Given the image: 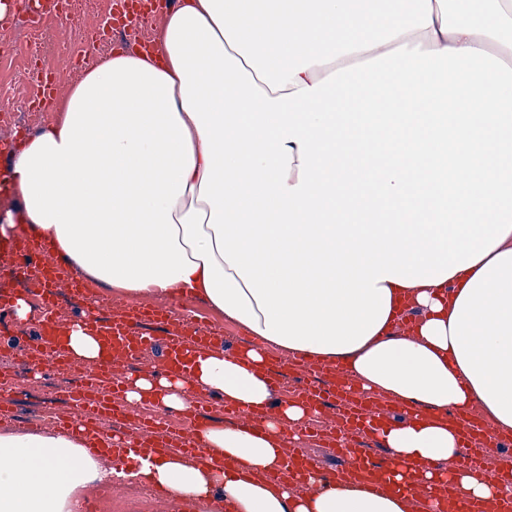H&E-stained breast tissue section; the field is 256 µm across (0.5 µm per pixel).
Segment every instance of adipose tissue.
Masks as SVG:
<instances>
[{"label": "adipose tissue", "mask_w": 512, "mask_h": 512, "mask_svg": "<svg viewBox=\"0 0 512 512\" xmlns=\"http://www.w3.org/2000/svg\"><path fill=\"white\" fill-rule=\"evenodd\" d=\"M153 43L96 60L0 170V235L258 341L131 382V404L180 412L200 391L265 422L200 430L224 467L170 453L138 477L231 512H436L421 493L444 462L495 512L512 485L460 465L452 420L512 434V0H182ZM365 61L382 92L343 84ZM271 348L423 412L381 431L407 489L265 480L308 414L273 400ZM111 476L72 435L0 433V512H81Z\"/></svg>", "instance_id": "obj_1"}]
</instances>
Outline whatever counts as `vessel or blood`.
<instances>
[{
	"mask_svg": "<svg viewBox=\"0 0 512 512\" xmlns=\"http://www.w3.org/2000/svg\"><path fill=\"white\" fill-rule=\"evenodd\" d=\"M8 254L11 259L8 267L10 274L21 275L32 269L45 274L48 288L43 303L46 308H53L58 288H65L80 297L89 291L88 284L77 278L76 274L63 271L54 261L49 246L41 240L19 236L11 244ZM89 317V311L84 310L70 322L44 319L34 343L15 355L16 361L33 363L47 354L52 356L57 369L79 373V382L69 397L71 411L57 419V428L84 439L88 450L94 453L108 447L115 452L131 450L145 459L158 448L203 455L204 450L197 441L194 427L201 419L208 417L210 399L194 398L188 414L190 429L173 431L165 427L163 418L143 420L128 409L125 380L118 370L138 361L143 351L158 347L163 351L161 369L175 368L187 376L193 367V351L223 345V337L205 324L193 325L183 331L168 329L165 336H154L147 331V324L167 325L168 310L135 303L128 305L123 313L98 320L103 354L93 366L88 367L70 358L67 340L72 323L88 321ZM291 372L303 378L294 393L295 400L314 411L324 408L333 410L334 425L327 435V441L337 451H345L347 437L374 433L376 428L396 416L395 410L385 402L355 389L342 371L319 375L315 360L306 353L270 359L267 377L271 388L279 389L282 380ZM461 430L466 448L464 465L475 470L482 469L485 448L491 444L502 445V438L472 419L462 420ZM314 465L315 461L310 456L291 448L286 453L283 470L299 477ZM392 469V455L373 456L362 452L358 454L354 466L348 467L346 474L353 479L382 484L390 478Z\"/></svg>",
	"mask_w": 512,
	"mask_h": 512,
	"instance_id": "obj_1",
	"label": "vessel or blood"
}]
</instances>
